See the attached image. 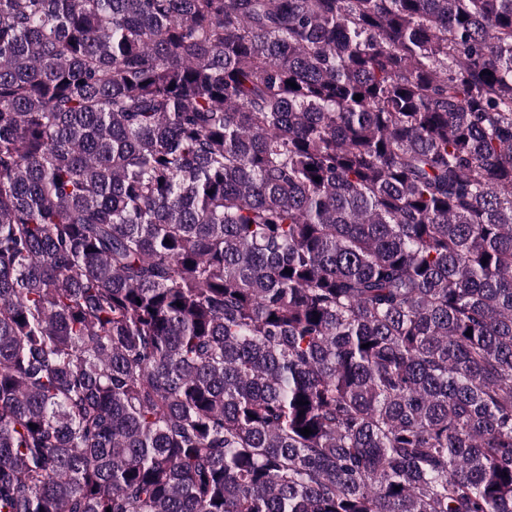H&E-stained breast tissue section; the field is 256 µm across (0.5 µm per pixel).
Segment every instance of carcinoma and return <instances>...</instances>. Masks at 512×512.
Wrapping results in <instances>:
<instances>
[{
    "label": "carcinoma",
    "instance_id": "carcinoma-1",
    "mask_svg": "<svg viewBox=\"0 0 512 512\" xmlns=\"http://www.w3.org/2000/svg\"><path fill=\"white\" fill-rule=\"evenodd\" d=\"M0 512H512V0H0Z\"/></svg>",
    "mask_w": 512,
    "mask_h": 512
}]
</instances>
